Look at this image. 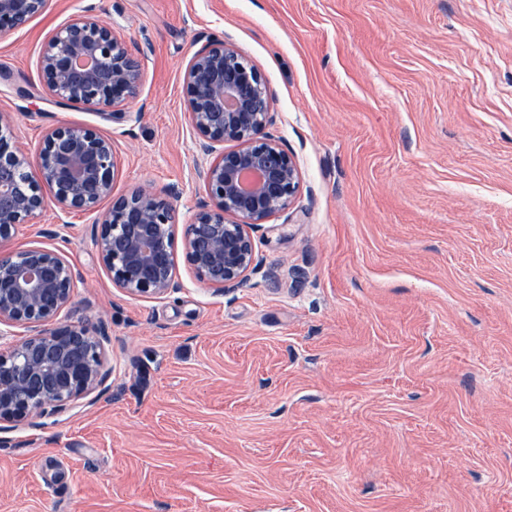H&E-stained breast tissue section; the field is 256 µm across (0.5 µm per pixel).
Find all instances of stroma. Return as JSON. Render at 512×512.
<instances>
[{"mask_svg":"<svg viewBox=\"0 0 512 512\" xmlns=\"http://www.w3.org/2000/svg\"><path fill=\"white\" fill-rule=\"evenodd\" d=\"M86 10L141 50L133 119L42 84ZM212 36L262 73L300 191L222 293L182 261L127 296L90 212L19 228L80 269L57 320L108 324L112 388L8 431L0 512H512V0H48L0 34L9 140L93 127L114 195L177 187L190 223L184 72Z\"/></svg>","mask_w":512,"mask_h":512,"instance_id":"stroma-1","label":"stroma"}]
</instances>
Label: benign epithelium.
Masks as SVG:
<instances>
[{
	"label": "benign epithelium",
	"mask_w": 512,
	"mask_h": 512,
	"mask_svg": "<svg viewBox=\"0 0 512 512\" xmlns=\"http://www.w3.org/2000/svg\"><path fill=\"white\" fill-rule=\"evenodd\" d=\"M48 0H0V32L25 26ZM45 89L106 119H122L137 98L142 70L120 33L79 15L48 41L41 59ZM187 117L199 152L207 199L186 225L183 253L198 281L224 292L257 267L250 230L288 209L300 190L296 162L269 131L273 95L263 75L232 44L207 39L184 74ZM231 143L233 148L224 149ZM29 148L0 147V326L24 334L0 347V433L19 423L41 428L78 400L96 402L111 388L110 343L103 321L55 324L72 304L80 270L43 247L15 249L14 235L52 201L61 211H95L93 236L112 284L132 298H161L179 288L174 235L175 194L137 188L112 194L117 158L96 129L63 126L39 149V176L28 171ZM108 200V208L100 204Z\"/></svg>",
	"instance_id": "obj_1"
}]
</instances>
